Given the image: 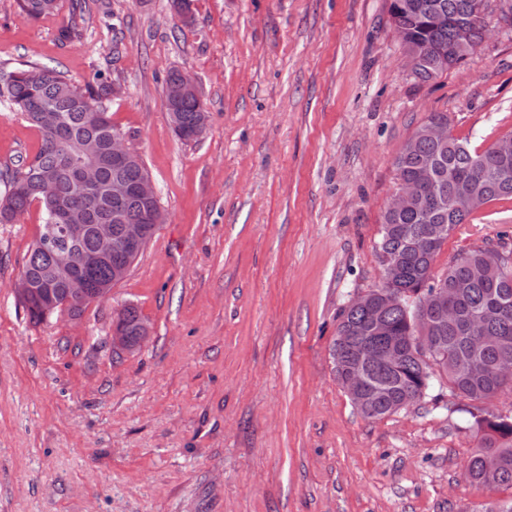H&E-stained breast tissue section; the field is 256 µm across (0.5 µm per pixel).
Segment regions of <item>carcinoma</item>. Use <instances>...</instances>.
<instances>
[{"mask_svg":"<svg viewBox=\"0 0 512 512\" xmlns=\"http://www.w3.org/2000/svg\"><path fill=\"white\" fill-rule=\"evenodd\" d=\"M414 7L400 8L390 0L388 13L399 28L403 43L424 52L435 50L449 55L453 51V23L467 22L471 26V40L477 47L486 35V20L473 16L474 0H412ZM19 11L29 18L39 19L52 14L57 0H16ZM448 15V27L430 28L426 16L432 10ZM179 73L171 71L168 85V111L175 114L174 134L181 140H196L205 128L206 115L195 94L173 97ZM112 81L99 73L95 81L78 87L52 69L24 65L13 71L0 72V103L23 115L40 133V147L31 158L22 160L8 181V188L0 196V224H12L24 214L32 202L40 203L43 222L38 238L30 245L22 273L34 281L36 287L59 289L82 278L83 270L74 267L68 273H57L52 257V244L44 240L49 224H83L87 232L78 243L80 253L89 254L98 249L93 235L97 224L112 225L117 232L121 224H134L141 219L147 206L131 195L114 200L103 194L81 195L75 187L74 168L84 161V147L93 141L98 147L96 167L100 184L106 187L114 179H122L134 186L148 176L142 158L137 154L126 161L112 160V132L118 127L112 122L110 103ZM411 146L403 147L395 159L398 175L416 176L423 164H430L439 178L444 196L449 201L431 207H411L396 214L383 213L380 238L376 248L380 261L398 263V274L391 284L403 294L401 304L387 307L382 318L392 335L401 341L415 335L421 296L435 287L448 289L454 313L441 320L434 313L428 316L432 335L440 343L445 355L423 360L404 351L392 366L365 367L367 382L384 387L381 400L360 410L366 419H382L397 412L399 404L420 401L431 386L434 375L446 378L451 391L471 400L487 402L504 388H512L497 373V362L512 356V250L506 242L502 268L493 269L484 260L485 248L478 247L448 262L437 272L432 271L442 247L456 227L467 224L472 213L466 199L472 194L483 196L488 202L512 200V153L497 154L488 147L472 150L466 143L448 135L436 143L413 132ZM443 229L433 249L427 253L413 252L409 238L423 234L429 227ZM29 322H46L44 308L33 298L22 305ZM372 308L369 304L354 303L344 308L336 327L330 356L337 381L343 375L338 364L341 355L340 340L352 330L359 336L368 335ZM478 318L484 335L493 341L474 349L471 323ZM147 320L138 307L129 304L122 309L118 324L131 342L141 338L142 325ZM480 433L477 449L468 462L475 485L483 484L482 474L487 463L496 466L495 483L512 487V416L499 415L493 419L476 421Z\"/></svg>","mask_w":512,"mask_h":512,"instance_id":"carcinoma-1","label":"carcinoma"}]
</instances>
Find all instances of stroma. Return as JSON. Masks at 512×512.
<instances>
[{"instance_id":"obj_1","label":"stroma","mask_w":512,"mask_h":512,"mask_svg":"<svg viewBox=\"0 0 512 512\" xmlns=\"http://www.w3.org/2000/svg\"><path fill=\"white\" fill-rule=\"evenodd\" d=\"M464 63L410 76L386 0H59L33 20L0 0V70L47 66L82 87L110 73L112 121L143 159L165 220L110 299L80 322L35 326L15 285L40 230L32 203L0 224V512H472L512 498L466 466L474 420L512 415V390L473 402L434 384L363 418L330 345L342 310L375 288L394 165L433 112L483 150L512 132V27ZM79 35L61 42L63 25ZM209 113L183 141L168 72ZM37 130L0 105V193ZM512 234V200L449 236L438 267ZM151 326L113 359L114 308Z\"/></svg>"}]
</instances>
